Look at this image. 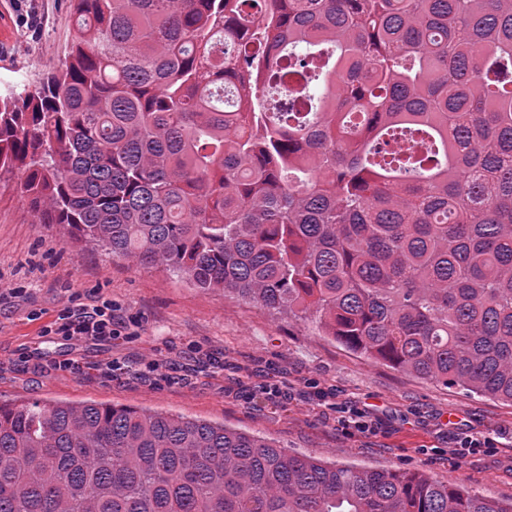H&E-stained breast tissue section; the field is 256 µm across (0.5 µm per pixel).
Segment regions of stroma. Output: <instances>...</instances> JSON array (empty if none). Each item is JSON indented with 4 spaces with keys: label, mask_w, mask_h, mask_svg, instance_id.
I'll return each instance as SVG.
<instances>
[{
    "label": "stroma",
    "mask_w": 512,
    "mask_h": 512,
    "mask_svg": "<svg viewBox=\"0 0 512 512\" xmlns=\"http://www.w3.org/2000/svg\"><path fill=\"white\" fill-rule=\"evenodd\" d=\"M77 32L70 0H0V92L60 65ZM18 174L0 175V401L129 405L183 413L274 440L280 447L366 468L422 472L472 493L512 500V405L447 388L353 354L310 324L201 290L63 241L36 223ZM104 297L136 335L112 343L45 336L71 299ZM113 359L103 377L97 365ZM164 364L145 370L148 359ZM72 359L75 369L55 362ZM367 422L368 432L354 424ZM481 448L457 455L465 436Z\"/></svg>",
    "instance_id": "stroma-1"
}]
</instances>
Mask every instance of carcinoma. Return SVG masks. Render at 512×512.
Listing matches in <instances>:
<instances>
[{"mask_svg": "<svg viewBox=\"0 0 512 512\" xmlns=\"http://www.w3.org/2000/svg\"><path fill=\"white\" fill-rule=\"evenodd\" d=\"M0 95L40 224L512 404V0H71ZM307 86L268 109L275 58ZM0 512H512L222 424L0 403Z\"/></svg>", "mask_w": 512, "mask_h": 512, "instance_id": "cac0c4a2", "label": "carcinoma"}]
</instances>
